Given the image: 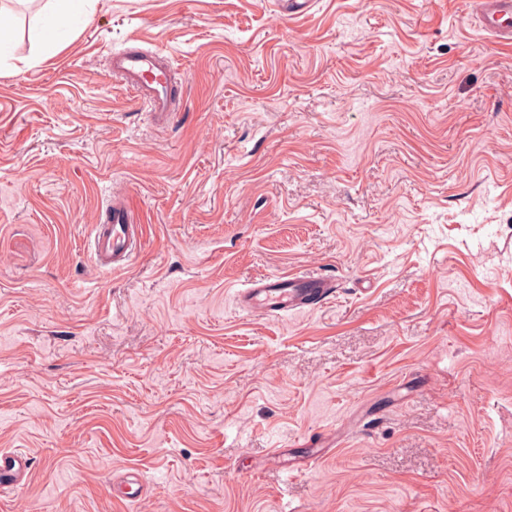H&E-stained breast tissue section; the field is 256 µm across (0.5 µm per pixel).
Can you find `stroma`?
Wrapping results in <instances>:
<instances>
[{
	"instance_id": "obj_1",
	"label": "stroma",
	"mask_w": 512,
	"mask_h": 512,
	"mask_svg": "<svg viewBox=\"0 0 512 512\" xmlns=\"http://www.w3.org/2000/svg\"><path fill=\"white\" fill-rule=\"evenodd\" d=\"M116 194L142 245L102 270ZM299 271L335 294L237 308ZM1 448L0 512H512V47L470 0H98L1 64ZM111 73L129 89L147 112L167 116L173 112L170 76L158 65L156 55L139 45L114 53ZM142 236V224H138L130 201L118 195L106 207L105 221L91 224L85 247L98 268L120 269L135 258ZM335 281L320 272L263 275L239 288L235 298L249 316L276 318L288 310L314 308L334 293ZM31 457L21 450L0 451V481H8L7 486L17 487L29 476Z\"/></svg>"
}]
</instances>
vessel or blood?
<instances>
[{
    "label": "vessel or blood",
    "instance_id": "vessel-or-blood-1",
    "mask_svg": "<svg viewBox=\"0 0 512 512\" xmlns=\"http://www.w3.org/2000/svg\"><path fill=\"white\" fill-rule=\"evenodd\" d=\"M475 20L492 41L512 44V0H476ZM110 67L114 77L129 89L147 111L165 116L172 110L170 76L158 65L155 54L139 45L113 54ZM143 227L127 197L112 198L104 222L91 225L85 241L101 269L127 267L141 245ZM335 282L320 272L291 275H263L238 289L235 298L247 315L276 318L289 310L314 308L333 295ZM30 456L20 450L0 451V479L15 487L27 479Z\"/></svg>",
    "mask_w": 512,
    "mask_h": 512
}]
</instances>
